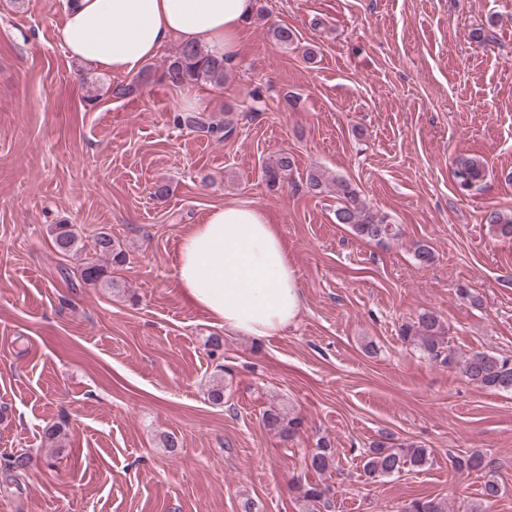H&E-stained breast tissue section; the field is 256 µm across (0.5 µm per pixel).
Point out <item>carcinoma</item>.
<instances>
[{"instance_id": "carcinoma-1", "label": "carcinoma", "mask_w": 512, "mask_h": 512, "mask_svg": "<svg viewBox=\"0 0 512 512\" xmlns=\"http://www.w3.org/2000/svg\"><path fill=\"white\" fill-rule=\"evenodd\" d=\"M166 81L175 87L192 86L199 83L224 84V59L208 53L200 45H180L172 59L161 72L156 74L147 67L141 74L140 82L152 78ZM177 122L206 131L218 140L229 137L234 131L232 121L205 122L196 113L181 114ZM294 166V158L284 152L265 168L268 181L275 183L288 175ZM483 165L469 157L458 158L452 163V174L458 192L468 195L479 186ZM336 195L340 205L336 208V223L346 224L359 238L382 242L396 236L395 227L374 213L357 194L352 185L343 179H336ZM486 223L492 233L502 239H512V213L493 209L486 214ZM54 243L63 255L81 258V278L90 285L108 288L119 287L118 282L106 277V266L102 260L113 266H122L127 255L119 241L112 234L101 231L93 238L92 245L81 242L72 224L55 226ZM447 329L432 312L419 314L417 320L405 323L400 328L404 342L417 347L429 360L458 370L464 380L482 388L511 390L512 360L487 352H475L469 356L457 357L446 337ZM263 427L270 433L287 442L300 425L296 417L288 416V411L272 406L262 413ZM428 461L427 449L412 446L395 447L386 441H378L369 448L363 458L364 473L370 477H387L402 472L407 466L419 467ZM334 467L332 449L323 446L310 458V468L323 474ZM452 467L458 473H471L484 468V457L480 454L455 456ZM329 488L320 484L306 483L299 486L303 501L308 503L310 512H322L330 507L326 493ZM502 495L500 484L494 480L484 482L482 503L468 507L467 512H486V509ZM403 512H448L447 504L434 498H415L403 508Z\"/></svg>"}]
</instances>
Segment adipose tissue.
<instances>
[{
  "mask_svg": "<svg viewBox=\"0 0 512 512\" xmlns=\"http://www.w3.org/2000/svg\"><path fill=\"white\" fill-rule=\"evenodd\" d=\"M254 0H69L57 27L67 55L115 75L137 71L171 42L232 54ZM177 281L225 329L281 335L302 309L288 255L259 206L228 202L183 235Z\"/></svg>",
  "mask_w": 512,
  "mask_h": 512,
  "instance_id": "adipose-tissue-1",
  "label": "adipose tissue"
}]
</instances>
